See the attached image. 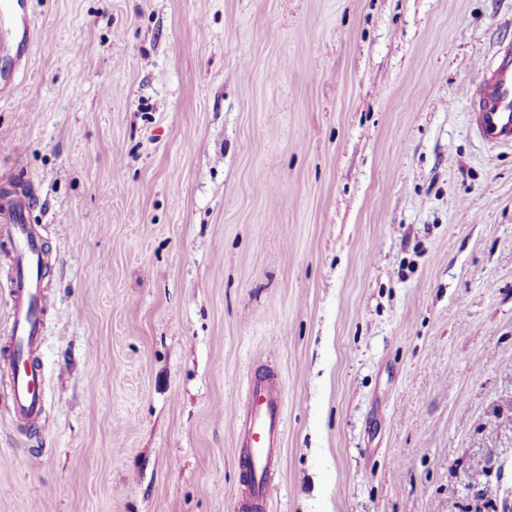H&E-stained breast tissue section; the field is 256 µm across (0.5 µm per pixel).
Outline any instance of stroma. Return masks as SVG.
Masks as SVG:
<instances>
[{"label": "stroma", "instance_id": "obj_1", "mask_svg": "<svg viewBox=\"0 0 512 512\" xmlns=\"http://www.w3.org/2000/svg\"><path fill=\"white\" fill-rule=\"evenodd\" d=\"M0 187L49 252L0 512H512V148L467 91L512 0H19ZM247 401L244 456L250 498L245 508L262 510L270 489L274 448L283 435V400L279 388L258 377L248 382Z\"/></svg>", "mask_w": 512, "mask_h": 512}]
</instances>
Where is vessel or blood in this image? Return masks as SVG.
Instances as JSON below:
<instances>
[{"label": "vessel or blood", "instance_id": "vessel-or-blood-1", "mask_svg": "<svg viewBox=\"0 0 512 512\" xmlns=\"http://www.w3.org/2000/svg\"><path fill=\"white\" fill-rule=\"evenodd\" d=\"M470 111L476 135L487 145L512 144V47L501 49L488 69L469 88ZM23 204L0 210V236L12 240L18 258L13 284L11 341L4 358L17 420H36L42 410L43 374L33 359L40 340V313L50 300L42 294V243L30 225L19 219ZM245 465L249 506H264L269 492L272 456L283 435L282 395L279 388L258 377L247 385Z\"/></svg>", "mask_w": 512, "mask_h": 512}]
</instances>
